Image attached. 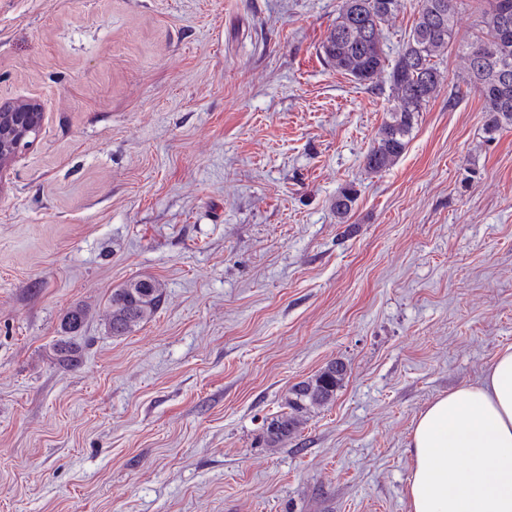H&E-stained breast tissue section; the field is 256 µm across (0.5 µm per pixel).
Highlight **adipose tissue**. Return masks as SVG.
<instances>
[{
    "instance_id": "obj_1",
    "label": "adipose tissue",
    "mask_w": 512,
    "mask_h": 512,
    "mask_svg": "<svg viewBox=\"0 0 512 512\" xmlns=\"http://www.w3.org/2000/svg\"><path fill=\"white\" fill-rule=\"evenodd\" d=\"M410 453L409 512H512V348L428 406Z\"/></svg>"
}]
</instances>
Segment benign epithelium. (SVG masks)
Wrapping results in <instances>:
<instances>
[{"label":"benign epithelium","mask_w":512,"mask_h":512,"mask_svg":"<svg viewBox=\"0 0 512 512\" xmlns=\"http://www.w3.org/2000/svg\"><path fill=\"white\" fill-rule=\"evenodd\" d=\"M44 108L35 98L0 101V176L39 137Z\"/></svg>","instance_id":"benign-epithelium-1"}]
</instances>
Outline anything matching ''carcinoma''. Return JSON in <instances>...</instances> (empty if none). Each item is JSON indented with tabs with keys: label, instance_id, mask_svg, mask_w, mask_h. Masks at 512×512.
<instances>
[{
	"label": "carcinoma",
	"instance_id": "1",
	"mask_svg": "<svg viewBox=\"0 0 512 512\" xmlns=\"http://www.w3.org/2000/svg\"><path fill=\"white\" fill-rule=\"evenodd\" d=\"M467 0H419L415 25L392 65H387L383 26L400 10L401 0H342L336 21L321 49L336 71L361 85L375 82L390 68L394 105L389 120L378 132L366 155V167L378 172L393 166L405 151L415 118L436 94L441 82L437 58L454 42L455 18ZM480 6L481 26L473 38L459 45L466 64L465 82L484 101L485 131L493 134L512 126V0H475ZM356 200L353 186L343 187L331 207L341 224ZM161 284L154 279H134L112 290L108 329L114 337L126 336L147 322L162 301ZM87 312L72 307L64 321L78 330ZM64 369L78 363L81 346L65 339L53 346ZM347 376L342 362H331L314 376L292 385L285 410L265 421L264 439L277 448L296 435L311 412L329 405Z\"/></svg>",
	"mask_w": 512,
	"mask_h": 512
}]
</instances>
